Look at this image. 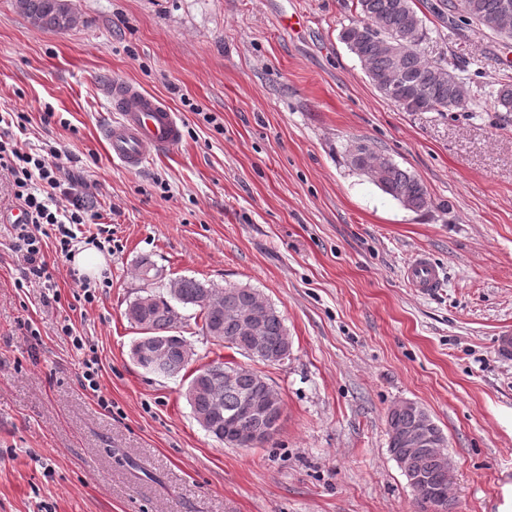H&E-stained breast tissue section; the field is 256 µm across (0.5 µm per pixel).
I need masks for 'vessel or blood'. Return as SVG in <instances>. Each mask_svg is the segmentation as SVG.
<instances>
[{
  "label": "vessel or blood",
  "instance_id": "obj_1",
  "mask_svg": "<svg viewBox=\"0 0 512 512\" xmlns=\"http://www.w3.org/2000/svg\"><path fill=\"white\" fill-rule=\"evenodd\" d=\"M103 94L116 114L103 135L109 155L121 167L138 170L149 155L170 151L181 142V125L160 97L122 79L107 80ZM441 274V267L424 251L416 253L406 268L408 283L422 292L440 288Z\"/></svg>",
  "mask_w": 512,
  "mask_h": 512
}]
</instances>
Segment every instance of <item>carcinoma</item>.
<instances>
[{
    "label": "carcinoma",
    "instance_id": "1",
    "mask_svg": "<svg viewBox=\"0 0 512 512\" xmlns=\"http://www.w3.org/2000/svg\"><path fill=\"white\" fill-rule=\"evenodd\" d=\"M19 8L29 19L42 21L41 28L62 32L59 21L62 10L70 4L61 0H18ZM512 0H440L437 13L448 15V24L458 22L474 25L502 39H512V31H502L496 27L499 16ZM355 10L360 19L356 25L368 28L369 38L363 42L364 59L373 77L388 81L407 79L413 81L411 93L396 106L405 112H456L470 107V101L457 103L460 95V76L453 69L439 66L440 60L425 58L418 45L428 38V30L419 16L414 0H356ZM390 36H403L415 47L403 55L395 64L379 48L378 42ZM497 106L506 113L512 112V84L504 83L494 94ZM350 167L366 174L364 166L374 164L378 155L369 145H364L360 160L353 159L351 148H346ZM375 185L398 203L407 204V209L419 211L428 206L425 187L409 171L395 161L385 171V175ZM165 292L145 288L127 306L135 317V324L146 330L149 340L164 346L155 355L148 348L140 355V362L149 366V372L165 378H176L193 361L195 351L192 343L184 336L189 321H194L202 335L213 341L235 349L249 358L251 339L241 329L238 321L224 310L244 312L253 305L257 290L246 286L219 288L194 277H179L164 285ZM189 308L195 313L185 317L178 308ZM261 335L264 336L263 354L260 362L279 363L288 341V330L284 318L272 304H267ZM234 372L232 384H224V370ZM187 399L194 416L210 414L215 408L228 412L237 411L246 397L261 398L269 390L259 385L254 371L232 362L213 360L195 370L188 383ZM420 406L408 409H395L389 412L387 425L389 451L401 470L412 469L426 479V486L442 495L440 507L450 512L448 498V471L436 461V451L431 448L418 457L406 458V444L402 428L419 413Z\"/></svg>",
    "mask_w": 512,
    "mask_h": 512
}]
</instances>
